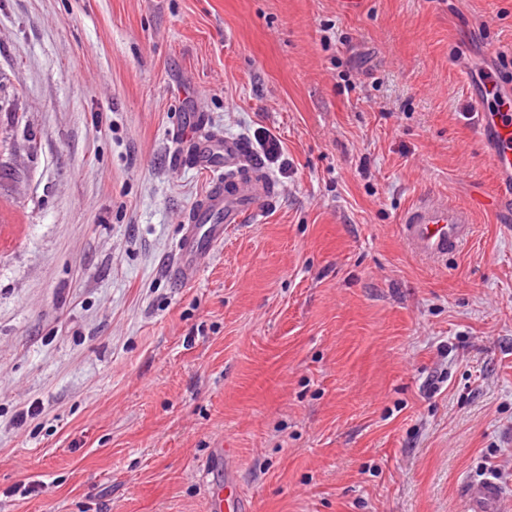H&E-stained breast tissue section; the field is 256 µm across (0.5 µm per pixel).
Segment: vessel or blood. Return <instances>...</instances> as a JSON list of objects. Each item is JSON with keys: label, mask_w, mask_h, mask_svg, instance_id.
Masks as SVG:
<instances>
[{"label": "vessel or blood", "mask_w": 512, "mask_h": 512, "mask_svg": "<svg viewBox=\"0 0 512 512\" xmlns=\"http://www.w3.org/2000/svg\"><path fill=\"white\" fill-rule=\"evenodd\" d=\"M479 101L490 107L484 115L481 137L497 179L496 190L485 196L483 203L503 213L512 209V93H504L496 77L490 75L482 83ZM172 138L180 158L193 160L211 172L208 190L181 218L183 235L167 266L173 278L191 282L223 243L225 233L274 206L280 187L261 164L250 159V150L239 137L198 122L190 130L175 128ZM472 215V206L426 196L402 214L400 232L417 254L436 261L454 253L469 239ZM499 496L500 487L492 480L469 489L473 512H485ZM209 512H253V507L228 479L213 486Z\"/></svg>", "instance_id": "vessel-or-blood-1"}]
</instances>
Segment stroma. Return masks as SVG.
I'll list each match as a JSON object with an SVG mask.
<instances>
[{"mask_svg":"<svg viewBox=\"0 0 512 512\" xmlns=\"http://www.w3.org/2000/svg\"><path fill=\"white\" fill-rule=\"evenodd\" d=\"M491 73L512 0H0V512H207L218 448L254 512H512V218L400 234L494 191ZM195 120L288 168L179 284ZM473 208L450 204L448 199L422 197L402 214L401 235L417 254L441 260L471 236ZM500 496V487L494 480H485L469 488V500L473 512H487V505Z\"/></svg>","mask_w":512,"mask_h":512,"instance_id":"obj_1","label":"stroma"}]
</instances>
